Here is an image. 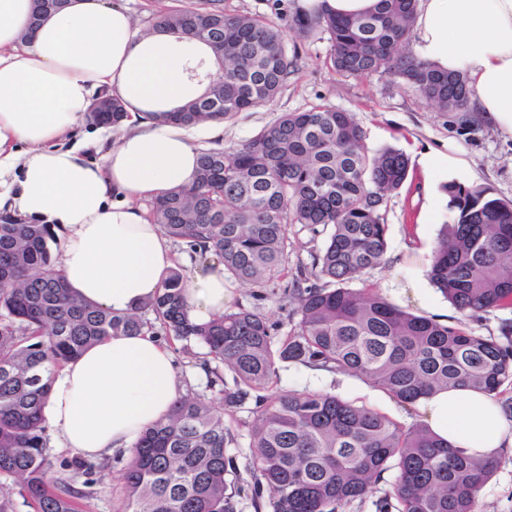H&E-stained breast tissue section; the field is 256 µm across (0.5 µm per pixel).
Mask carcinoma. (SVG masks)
Masks as SVG:
<instances>
[{"label": "carcinoma", "mask_w": 512, "mask_h": 512, "mask_svg": "<svg viewBox=\"0 0 512 512\" xmlns=\"http://www.w3.org/2000/svg\"><path fill=\"white\" fill-rule=\"evenodd\" d=\"M415 7L416 0H380L377 11L351 18L295 11L284 26L208 0L174 8L156 24L210 44L222 75L170 120L230 122L272 102L290 73L292 30L327 34L337 71L394 73L467 123L466 77L441 72L406 48ZM123 118L116 100L110 114H87L94 125ZM409 165L399 149L370 150L352 113L318 104L281 113L239 146L199 152L195 180L152 202L150 220L192 260L212 255L254 296L269 292L279 309L293 308L297 320L280 338L255 307L192 322L178 270L139 312L117 315L82 301L56 271L50 227L0 218V479L18 483L34 512H77L78 491L73 478L54 470L42 414L53 376L105 338L145 331V311L174 340L205 349L210 386L220 389L216 401L179 397L134 444L122 473L123 512H238L241 488L227 449L239 447L241 433L224 412L251 403V463L272 512H344L392 467L396 504L384 499L379 512H479L496 460L455 452L421 424L406 428L335 394L272 390L281 363L355 377L407 406L457 387L497 400L512 385V332L496 339L467 323L512 304V201L485 186L446 187L454 216L433 250L429 278L462 318L416 315L367 284L387 250V201ZM294 225L326 241L310 262L290 268Z\"/></svg>", "instance_id": "carcinoma-1"}]
</instances>
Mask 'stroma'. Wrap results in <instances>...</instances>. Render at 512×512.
Masks as SVG:
<instances>
[{
  "mask_svg": "<svg viewBox=\"0 0 512 512\" xmlns=\"http://www.w3.org/2000/svg\"><path fill=\"white\" fill-rule=\"evenodd\" d=\"M288 48L295 54V66L276 99L226 123L222 138L197 136V150L242 144L280 113L302 111L319 103L353 113L370 150L399 148L410 159L405 184L387 202L385 261L370 271L368 279L383 297L409 312L442 322L454 321L458 311L427 276L432 250L444 224L450 223L452 217L447 201L441 200L440 195L453 181L465 186H488L497 197L512 200V139L484 124H461L456 113L442 112L427 104L394 75L359 78L335 71L328 62L326 35L289 34ZM433 152L460 159L458 171L451 174L442 167L425 168L421 159ZM420 290L425 292V300L416 299ZM152 334L168 344L185 388L208 394L199 346L184 347L158 326L153 327ZM277 389L334 393L371 406L407 428L421 421L415 409L402 406L381 389L347 375L316 374L300 365L285 364L279 368ZM51 454L57 470L75 476L74 486L81 493L79 512H118L125 497L119 476L130 460L129 453L121 452L105 463H94L89 471L78 469V456L68 450L55 447ZM479 501L482 512H512V448L499 454L498 468L481 489Z\"/></svg>",
  "mask_w": 512,
  "mask_h": 512,
  "instance_id": "obj_1",
  "label": "stroma"
}]
</instances>
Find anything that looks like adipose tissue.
Masks as SVG:
<instances>
[{
  "instance_id": "adipose-tissue-1",
  "label": "adipose tissue",
  "mask_w": 512,
  "mask_h": 512,
  "mask_svg": "<svg viewBox=\"0 0 512 512\" xmlns=\"http://www.w3.org/2000/svg\"><path fill=\"white\" fill-rule=\"evenodd\" d=\"M34 0H0V213L53 232L58 271L81 299L136 311L176 267L168 237L141 209L193 182L202 126L164 122L204 96L211 48L153 28L138 30L113 0H68L33 18ZM417 58L468 78L475 117L512 136V0H417ZM118 99L122 133L74 140L96 97ZM100 159H92V152ZM235 292L217 262L186 281L192 321L223 315ZM183 392L170 349L148 333L113 336L54 377L43 415L59 447L100 461L132 449ZM423 422L465 455L512 447V417L484 392L439 390L415 404Z\"/></svg>"
}]
</instances>
